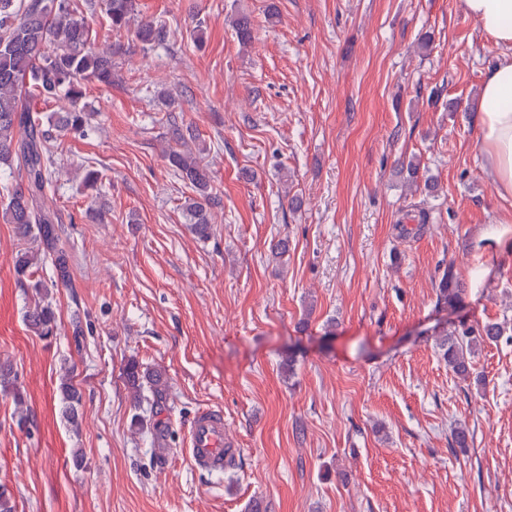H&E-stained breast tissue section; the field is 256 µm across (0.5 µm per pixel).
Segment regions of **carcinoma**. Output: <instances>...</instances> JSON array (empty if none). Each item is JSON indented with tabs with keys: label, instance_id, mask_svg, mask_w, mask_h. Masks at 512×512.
<instances>
[{
	"label": "carcinoma",
	"instance_id": "1",
	"mask_svg": "<svg viewBox=\"0 0 512 512\" xmlns=\"http://www.w3.org/2000/svg\"><path fill=\"white\" fill-rule=\"evenodd\" d=\"M103 4L109 19V31L129 28L139 15L137 0H0V168L8 171L9 183L0 188V216L14 225L15 233L36 250L21 249L14 260V271L32 299L26 306L24 320L28 328L44 338L57 335L58 318L53 305V289L72 287V254L62 239V226L55 207L47 204L46 190L55 174L56 151L49 140V128L63 133L85 135L86 110L81 105L82 87L95 83L112 88V48L96 47L99 34L87 22L86 13ZM232 29L239 42L248 44L253 37L251 18L239 13L232 20ZM135 34L145 47L162 44L171 37L169 25L150 17H142ZM66 97L71 107L65 112L45 116L32 113L29 100L45 104ZM183 149H172L168 159L179 179L192 191L184 197L182 210L192 231L200 238L208 237L213 224V209L219 205L213 193L211 177L202 163L200 150L185 143L182 131L174 134ZM399 173L409 189L434 188L432 177L420 169L415 159L400 163ZM51 262L52 277L44 281L36 276L34 265L38 256ZM465 286L457 278L453 265L442 272L436 288V304L453 308L461 299ZM504 328L497 322L460 324L448 333L442 343L443 359L448 367L467 379L471 365L463 343L458 337L473 341L496 342ZM75 365L68 366L60 383L63 413L78 425L82 396L74 384ZM125 375L135 397L149 389L153 403L166 401L161 376L134 358L125 366ZM148 387H143L141 379ZM0 386L12 390L21 424L24 399L14 389L15 376L10 366L0 363Z\"/></svg>",
	"mask_w": 512,
	"mask_h": 512
}]
</instances>
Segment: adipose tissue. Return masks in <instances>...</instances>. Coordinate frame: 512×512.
<instances>
[{"mask_svg":"<svg viewBox=\"0 0 512 512\" xmlns=\"http://www.w3.org/2000/svg\"><path fill=\"white\" fill-rule=\"evenodd\" d=\"M468 14L500 50L484 74L477 143L496 192L512 200V0H466Z\"/></svg>","mask_w":512,"mask_h":512,"instance_id":"adipose-tissue-1","label":"adipose tissue"}]
</instances>
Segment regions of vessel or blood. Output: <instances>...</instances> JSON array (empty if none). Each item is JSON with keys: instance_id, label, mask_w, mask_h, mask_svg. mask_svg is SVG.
Segmentation results:
<instances>
[{"instance_id": "vessel-or-blood-1", "label": "vessel or blood", "mask_w": 512, "mask_h": 512, "mask_svg": "<svg viewBox=\"0 0 512 512\" xmlns=\"http://www.w3.org/2000/svg\"><path fill=\"white\" fill-rule=\"evenodd\" d=\"M187 455L195 469L217 472L236 460L239 449L224 438L222 411L204 409L193 418L187 431Z\"/></svg>"}]
</instances>
